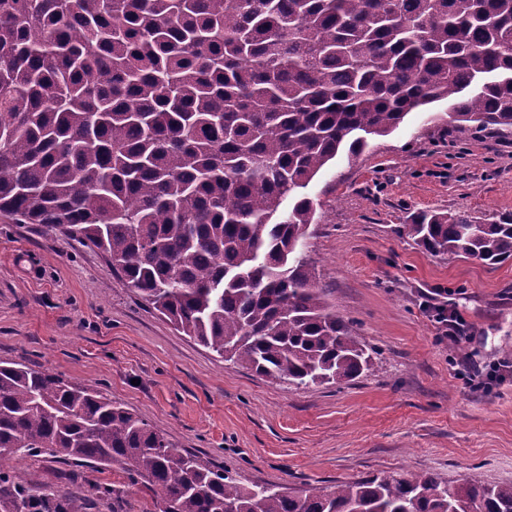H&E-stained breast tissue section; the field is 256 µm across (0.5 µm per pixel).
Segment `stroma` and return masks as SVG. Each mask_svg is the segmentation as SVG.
<instances>
[{
    "instance_id": "obj_1",
    "label": "stroma",
    "mask_w": 512,
    "mask_h": 512,
    "mask_svg": "<svg viewBox=\"0 0 512 512\" xmlns=\"http://www.w3.org/2000/svg\"><path fill=\"white\" fill-rule=\"evenodd\" d=\"M317 204L304 252L337 313L374 356L339 384L295 389L177 332L98 250L0 216V362L92 386L177 448L245 485L282 491L430 472L512 483V259L490 265L421 251L401 225L432 210L491 223L512 216V133L412 112L356 158L339 155L305 190ZM447 289L470 326L440 339L423 309ZM499 366L479 387L474 371ZM32 484L89 500L90 512H153L117 465L18 461ZM120 498L91 495L99 482Z\"/></svg>"
}]
</instances>
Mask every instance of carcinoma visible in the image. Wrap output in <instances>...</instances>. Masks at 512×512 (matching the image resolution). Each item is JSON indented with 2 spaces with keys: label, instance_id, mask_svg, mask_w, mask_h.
Instances as JSON below:
<instances>
[{
  "label": "carcinoma",
  "instance_id": "obj_1",
  "mask_svg": "<svg viewBox=\"0 0 512 512\" xmlns=\"http://www.w3.org/2000/svg\"><path fill=\"white\" fill-rule=\"evenodd\" d=\"M444 103L459 127L512 130V0H0V214L101 250L224 361L338 384L373 350L301 249L302 190ZM400 232L436 257H512L511 218L421 211ZM26 457L119 465L155 512H512V484L477 476L243 485L90 387L1 365L0 512H86L11 466Z\"/></svg>",
  "mask_w": 512,
  "mask_h": 512
}]
</instances>
